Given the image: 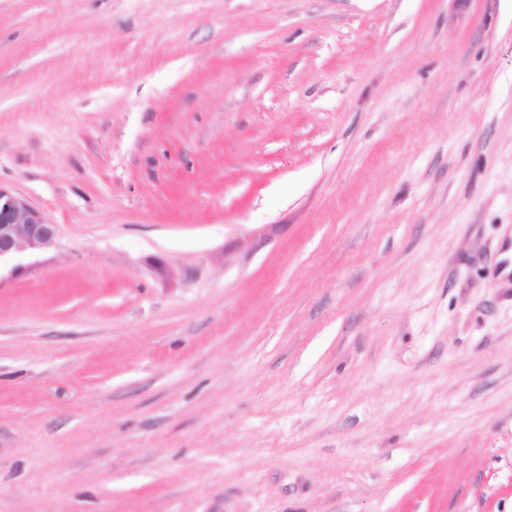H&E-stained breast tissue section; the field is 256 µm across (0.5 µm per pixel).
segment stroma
Masks as SVG:
<instances>
[{"mask_svg":"<svg viewBox=\"0 0 512 512\" xmlns=\"http://www.w3.org/2000/svg\"><path fill=\"white\" fill-rule=\"evenodd\" d=\"M0 512H512V0H0ZM57 235V225L47 222L38 209L0 188V272L9 264L13 273L20 272L19 261L52 247Z\"/></svg>","mask_w":512,"mask_h":512,"instance_id":"35a3bbf8","label":"stroma"}]
</instances>
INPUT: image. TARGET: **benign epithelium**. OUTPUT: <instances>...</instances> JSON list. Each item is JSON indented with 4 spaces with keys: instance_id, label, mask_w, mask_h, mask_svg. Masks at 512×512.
<instances>
[{
    "instance_id": "benign-epithelium-1",
    "label": "benign epithelium",
    "mask_w": 512,
    "mask_h": 512,
    "mask_svg": "<svg viewBox=\"0 0 512 512\" xmlns=\"http://www.w3.org/2000/svg\"><path fill=\"white\" fill-rule=\"evenodd\" d=\"M57 235V225L38 209L0 188V266L10 264L12 272H20V260L52 247Z\"/></svg>"
}]
</instances>
